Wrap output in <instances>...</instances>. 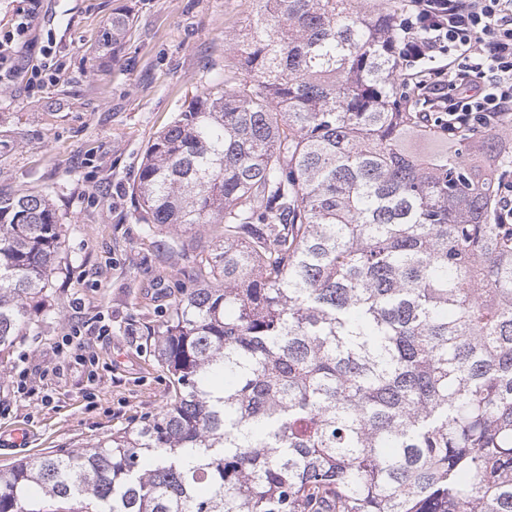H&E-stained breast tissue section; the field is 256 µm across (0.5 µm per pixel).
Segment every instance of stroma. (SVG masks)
<instances>
[{
  "label": "stroma",
  "instance_id": "1",
  "mask_svg": "<svg viewBox=\"0 0 512 512\" xmlns=\"http://www.w3.org/2000/svg\"><path fill=\"white\" fill-rule=\"evenodd\" d=\"M257 7L258 0H41L30 37L54 34L64 69L34 94L16 79L12 96L0 99V185L46 194L64 243L43 308L0 354V431L22 425L32 435L29 451L0 448V468L138 426L168 403L170 379L151 335L192 280L186 259L158 247L176 231L149 234L139 223L131 186L149 142L233 63L225 37ZM122 11L133 26L115 52L102 39ZM74 316L108 327L93 345L99 381L90 395L87 368L60 364L54 350ZM57 364L60 374L40 378L39 368ZM25 368L49 404L15 397L11 376Z\"/></svg>",
  "mask_w": 512,
  "mask_h": 512
}]
</instances>
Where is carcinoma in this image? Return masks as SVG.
I'll use <instances>...</instances> for the list:
<instances>
[{"mask_svg": "<svg viewBox=\"0 0 512 512\" xmlns=\"http://www.w3.org/2000/svg\"><path fill=\"white\" fill-rule=\"evenodd\" d=\"M407 0H259L224 72L146 149L139 221L194 287L154 337L173 395L0 469V512H512V182L499 125L443 132L397 77ZM133 23L112 15L117 50ZM416 140L439 143L427 156ZM0 186V351L62 247Z\"/></svg>", "mask_w": 512, "mask_h": 512, "instance_id": "carcinoma-1", "label": "carcinoma"}]
</instances>
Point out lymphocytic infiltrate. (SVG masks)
Here are the masks:
<instances>
[{
    "mask_svg": "<svg viewBox=\"0 0 512 512\" xmlns=\"http://www.w3.org/2000/svg\"><path fill=\"white\" fill-rule=\"evenodd\" d=\"M39 0H24L0 30V96L14 73ZM421 90L448 116L449 129L487 127L512 113V0H417L402 58Z\"/></svg>",
    "mask_w": 512,
    "mask_h": 512,
    "instance_id": "1",
    "label": "lymphocytic infiltrate"
}]
</instances>
